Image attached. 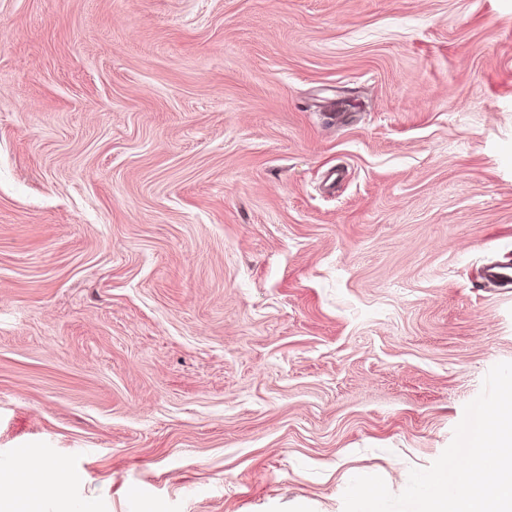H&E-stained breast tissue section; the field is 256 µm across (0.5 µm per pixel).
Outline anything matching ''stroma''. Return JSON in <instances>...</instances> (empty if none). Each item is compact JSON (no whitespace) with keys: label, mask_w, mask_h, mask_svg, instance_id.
Returning a JSON list of instances; mask_svg holds the SVG:
<instances>
[{"label":"stroma","mask_w":512,"mask_h":512,"mask_svg":"<svg viewBox=\"0 0 512 512\" xmlns=\"http://www.w3.org/2000/svg\"><path fill=\"white\" fill-rule=\"evenodd\" d=\"M507 254L512 0H0V463L76 475L45 512L401 493L512 362ZM512 260L492 262L484 268L483 287L512 288Z\"/></svg>","instance_id":"35a3bbf8"}]
</instances>
